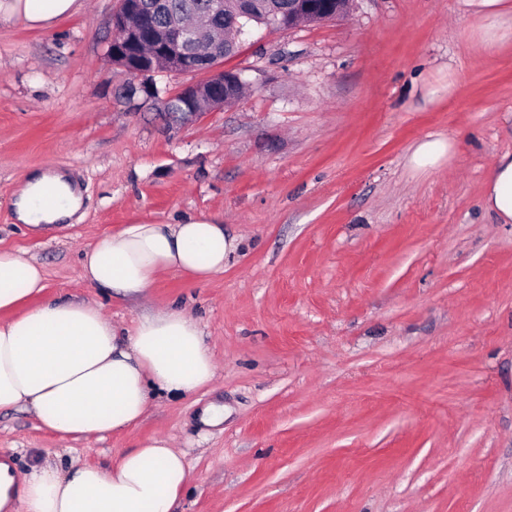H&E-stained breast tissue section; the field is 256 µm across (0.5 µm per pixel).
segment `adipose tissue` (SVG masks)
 I'll use <instances>...</instances> for the list:
<instances>
[{
    "label": "adipose tissue",
    "instance_id": "1",
    "mask_svg": "<svg viewBox=\"0 0 512 512\" xmlns=\"http://www.w3.org/2000/svg\"><path fill=\"white\" fill-rule=\"evenodd\" d=\"M488 22L489 51L506 36L512 0H467ZM80 0H0V21L23 17L49 29ZM485 207L512 223V153L484 187ZM83 206L77 180L49 167L26 174L13 200L16 223L39 235L74 220ZM236 249L224 226L187 217L175 224H132L88 245L80 275L92 287L144 294L160 273L197 282L223 272ZM45 272L34 260L0 250V409L22 407L61 439H100L136 425L155 396H185L211 383L213 356L198 323L181 311L141 314L122 331L89 302L45 298ZM191 477L183 451L152 438L111 466L72 462L68 470L35 465L16 474L0 462V512H172Z\"/></svg>",
    "mask_w": 512,
    "mask_h": 512
}]
</instances>
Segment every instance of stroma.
Wrapping results in <instances>:
<instances>
[{"mask_svg":"<svg viewBox=\"0 0 512 512\" xmlns=\"http://www.w3.org/2000/svg\"><path fill=\"white\" fill-rule=\"evenodd\" d=\"M82 3L46 31L0 25V249L114 324L187 313L216 379L73 445L1 410L15 470L108 466L166 436L192 475L174 512H512V223L482 202L512 153V35L486 55L463 0L253 25L224 61L245 97L168 131L106 56L116 0ZM437 138L444 161L414 168ZM49 164L79 180L85 216L31 236L12 202ZM187 216L235 239L223 273L164 272L135 299L81 279L97 238ZM448 151L449 144L444 140L424 141L416 147L411 161L417 168L434 166L445 157Z\"/></svg>","mask_w":512,"mask_h":512,"instance_id":"obj_1","label":"stroma"}]
</instances>
